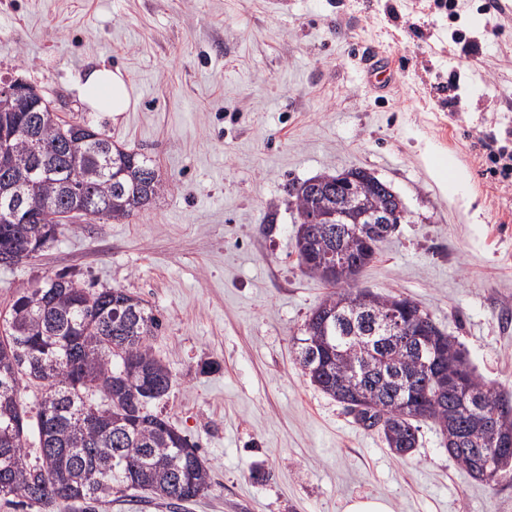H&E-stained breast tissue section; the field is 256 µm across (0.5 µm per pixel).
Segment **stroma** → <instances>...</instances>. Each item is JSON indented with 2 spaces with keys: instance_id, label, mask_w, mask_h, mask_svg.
<instances>
[{
  "instance_id": "35a3bbf8",
  "label": "stroma",
  "mask_w": 512,
  "mask_h": 512,
  "mask_svg": "<svg viewBox=\"0 0 512 512\" xmlns=\"http://www.w3.org/2000/svg\"><path fill=\"white\" fill-rule=\"evenodd\" d=\"M394 63L380 89L366 56ZM123 72L128 111L93 112L88 71ZM0 77L36 85L150 156L170 189L126 220L63 226L0 267L17 291L69 273L121 288L162 321L171 370L153 406L196 446L205 496L181 512H512V478L474 480L423 424L404 458L312 386L294 341L329 286L301 270L290 184L350 168L388 181L409 210L356 285L406 296L512 396V0H0ZM465 178L445 192L430 160Z\"/></svg>"
}]
</instances>
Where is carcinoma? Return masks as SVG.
I'll return each instance as SVG.
<instances>
[{"mask_svg":"<svg viewBox=\"0 0 512 512\" xmlns=\"http://www.w3.org/2000/svg\"><path fill=\"white\" fill-rule=\"evenodd\" d=\"M35 127L29 139L25 127ZM0 135L8 139L15 169L32 176L29 198L39 221L23 225L0 222V250L24 257L32 253L44 228L61 233L55 215L66 204L86 201L89 220L127 219L165 194L154 161L118 146L84 120L65 121L45 112H0ZM315 183L291 185L295 198V249L305 274L323 279L321 260L335 243L324 225L310 224L314 212L336 209L341 194L336 175ZM360 269L376 258L379 244L359 237L346 241ZM329 293L307 316L297 338L296 361L312 385L348 406L357 423L383 434L400 456L418 444L420 423L431 421L448 443V457L475 480L490 472L497 484L495 443L512 435V405L494 427L467 410L459 397L429 376L414 347L401 336L338 335L333 324L347 303L358 301L367 320L383 318L401 296L361 291L353 282L331 281ZM424 339L447 372L472 393L493 403L503 395L470 367L458 343L432 325ZM162 327L152 309L121 288L90 291L60 273L45 287L17 292L0 319V485L9 487L7 502L37 504L51 512H99L140 498L176 509L210 488V475L197 448L168 420L141 403L145 376L167 395L173 376L158 359L151 340ZM39 388L36 415L28 416L21 389ZM35 437L39 462H28L26 448Z\"/></svg>","mask_w":512,"mask_h":512,"instance_id":"1","label":"carcinoma"}]
</instances>
